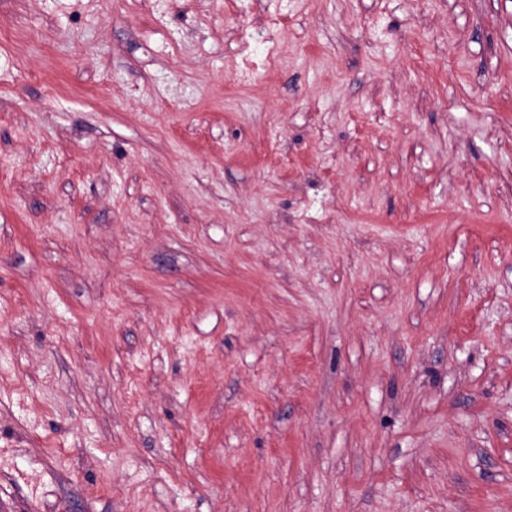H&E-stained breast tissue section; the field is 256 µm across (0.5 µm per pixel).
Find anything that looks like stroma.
Returning a JSON list of instances; mask_svg holds the SVG:
<instances>
[{
  "label": "stroma",
  "instance_id": "obj_1",
  "mask_svg": "<svg viewBox=\"0 0 512 512\" xmlns=\"http://www.w3.org/2000/svg\"><path fill=\"white\" fill-rule=\"evenodd\" d=\"M0 512H512V0H0Z\"/></svg>",
  "mask_w": 512,
  "mask_h": 512
}]
</instances>
